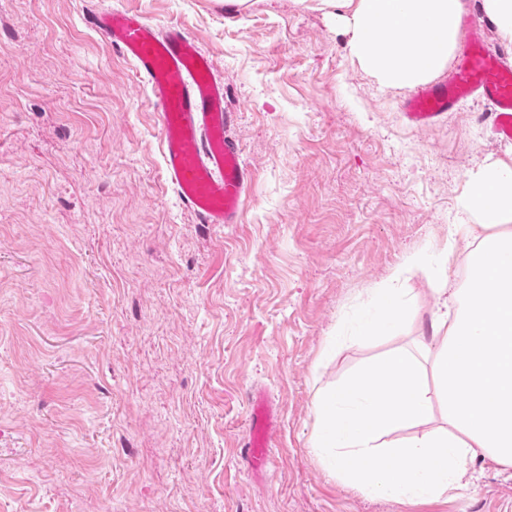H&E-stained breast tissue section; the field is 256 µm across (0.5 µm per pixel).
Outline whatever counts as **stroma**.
<instances>
[{
  "label": "stroma",
  "mask_w": 512,
  "mask_h": 512,
  "mask_svg": "<svg viewBox=\"0 0 512 512\" xmlns=\"http://www.w3.org/2000/svg\"><path fill=\"white\" fill-rule=\"evenodd\" d=\"M182 26L215 61L254 174L237 224L168 182L145 80L95 8ZM320 0H0V512H512V468L410 501L344 484L318 394L431 334L416 252L451 241L467 175L512 152L471 101L408 126ZM406 317L363 333L374 288ZM277 408L263 471L250 391Z\"/></svg>",
  "instance_id": "35a3bbf8"
}]
</instances>
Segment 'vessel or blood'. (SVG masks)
<instances>
[{
  "label": "vessel or blood",
  "mask_w": 512,
  "mask_h": 512,
  "mask_svg": "<svg viewBox=\"0 0 512 512\" xmlns=\"http://www.w3.org/2000/svg\"><path fill=\"white\" fill-rule=\"evenodd\" d=\"M90 22L146 81L157 109L165 175L181 202L204 224H237L252 176L231 133L236 115L224 105V83L212 57L180 26L164 27L125 8L101 7ZM466 32L450 70L400 104L409 125L434 124L468 98L486 101L492 134L512 140V63L490 50L485 22L465 14ZM277 413L262 394L251 400L241 448L253 470L265 469Z\"/></svg>",
  "instance_id": "1"
}]
</instances>
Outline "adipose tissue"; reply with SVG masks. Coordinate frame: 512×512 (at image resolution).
Here are the masks:
<instances>
[{
	"mask_svg": "<svg viewBox=\"0 0 512 512\" xmlns=\"http://www.w3.org/2000/svg\"><path fill=\"white\" fill-rule=\"evenodd\" d=\"M351 33L352 55L382 85L431 82L454 56L462 0H322ZM454 234L484 236L463 288L440 289L431 340L322 392L315 445L345 483L375 497L437 498L462 489L476 458L512 466V154L468 175ZM442 407L444 430L391 432Z\"/></svg>",
	"mask_w": 512,
	"mask_h": 512,
	"instance_id": "adipose-tissue-1",
	"label": "adipose tissue"
}]
</instances>
